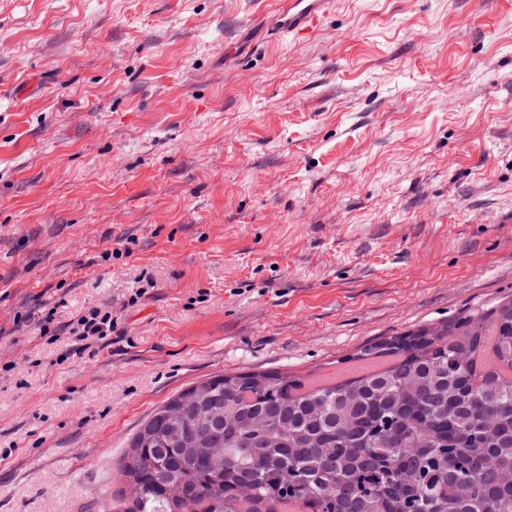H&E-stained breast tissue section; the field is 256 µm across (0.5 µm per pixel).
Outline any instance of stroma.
Segmentation results:
<instances>
[{
	"mask_svg": "<svg viewBox=\"0 0 512 512\" xmlns=\"http://www.w3.org/2000/svg\"><path fill=\"white\" fill-rule=\"evenodd\" d=\"M273 5L0 0V512H126L197 382L331 385L512 300V0H338L294 42ZM68 328V333L72 336H78L79 341H85L90 338H97L103 340L105 336L110 335L112 332V319L108 315L100 317L98 311H92L89 315L81 316L77 320V326H73V322L69 325H64L60 329L65 330Z\"/></svg>",
	"mask_w": 512,
	"mask_h": 512,
	"instance_id": "stroma-1",
	"label": "stroma"
}]
</instances>
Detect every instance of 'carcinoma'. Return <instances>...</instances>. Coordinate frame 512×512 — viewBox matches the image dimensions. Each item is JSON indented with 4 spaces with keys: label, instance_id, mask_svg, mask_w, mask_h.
Listing matches in <instances>:
<instances>
[{
    "label": "carcinoma",
    "instance_id": "1",
    "mask_svg": "<svg viewBox=\"0 0 512 512\" xmlns=\"http://www.w3.org/2000/svg\"><path fill=\"white\" fill-rule=\"evenodd\" d=\"M494 337L497 364L475 353ZM360 361L387 360L375 372L309 387L278 373L210 377L223 401L220 422L183 391L159 408L133 437L123 473L140 496L126 512H512V301L440 329L392 336L364 348ZM258 414L259 432L239 426ZM178 426L224 438V469L187 462L167 441ZM411 448H423L419 479L402 478ZM256 477L242 499V474ZM172 486L181 497L168 492Z\"/></svg>",
    "mask_w": 512,
    "mask_h": 512
}]
</instances>
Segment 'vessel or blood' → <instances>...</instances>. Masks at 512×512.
Masks as SVG:
<instances>
[{"mask_svg": "<svg viewBox=\"0 0 512 512\" xmlns=\"http://www.w3.org/2000/svg\"><path fill=\"white\" fill-rule=\"evenodd\" d=\"M336 5L337 0H277L266 22L274 37L296 41L317 33Z\"/></svg>", "mask_w": 512, "mask_h": 512, "instance_id": "obj_1", "label": "vessel or blood"}]
</instances>
